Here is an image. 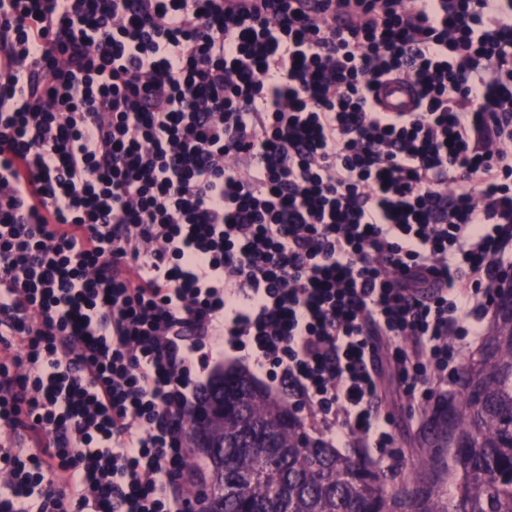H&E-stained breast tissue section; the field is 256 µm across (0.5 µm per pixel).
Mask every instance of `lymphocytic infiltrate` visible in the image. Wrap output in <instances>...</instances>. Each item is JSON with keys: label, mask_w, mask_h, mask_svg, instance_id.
<instances>
[{"label": "lymphocytic infiltrate", "mask_w": 512, "mask_h": 512, "mask_svg": "<svg viewBox=\"0 0 512 512\" xmlns=\"http://www.w3.org/2000/svg\"><path fill=\"white\" fill-rule=\"evenodd\" d=\"M0 512H191L239 353L391 448L512 252V0H0ZM405 81L413 109H382Z\"/></svg>", "instance_id": "1"}]
</instances>
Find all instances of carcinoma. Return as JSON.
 <instances>
[{
	"instance_id": "1",
	"label": "carcinoma",
	"mask_w": 512,
	"mask_h": 512,
	"mask_svg": "<svg viewBox=\"0 0 512 512\" xmlns=\"http://www.w3.org/2000/svg\"><path fill=\"white\" fill-rule=\"evenodd\" d=\"M464 366L471 391L448 399L427 427L443 448L424 456L431 474L394 486L360 459L310 438L288 407L241 370L217 374L205 397L224 392V417L186 423L208 460L205 512H512V307ZM448 484V491L441 490Z\"/></svg>"
}]
</instances>
